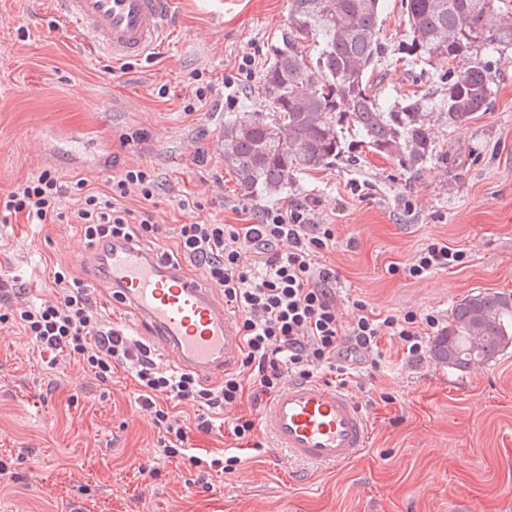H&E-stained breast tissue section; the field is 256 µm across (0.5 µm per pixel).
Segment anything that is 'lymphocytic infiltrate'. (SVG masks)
I'll return each instance as SVG.
<instances>
[{
  "mask_svg": "<svg viewBox=\"0 0 512 512\" xmlns=\"http://www.w3.org/2000/svg\"><path fill=\"white\" fill-rule=\"evenodd\" d=\"M159 187L157 173L146 165L124 168L103 192L87 178L65 180L45 169L0 200V215L28 224L65 217L79 226L90 245L111 237L149 240L159 234L149 208ZM132 195L144 201L142 210L125 207ZM172 237L175 260L199 270L219 288L238 317L241 360L217 383L164 367L146 342L105 322L88 289L64 267L53 273L49 299L35 304L17 300L0 312V324L16 325L34 352L48 355L49 365L63 356L72 358L102 384L111 381L116 368L130 371L141 408L158 429V448L168 458H185L197 467H235L240 462L236 455L192 454L191 432L209 434L225 427L235 441L260 449L254 419L236 412L244 395L258 405L288 381H321L329 374L338 386L347 387L363 369L379 366L382 338L395 340L405 354L417 358L439 324L436 316L412 310L383 317L359 300L356 315L343 321L331 294L336 272L321 261L335 242L336 227L315 222L304 206L265 210L252 224H178ZM467 258L464 250L433 240L403 272L421 279L464 265ZM170 400L191 405L195 416L170 410Z\"/></svg>",
  "mask_w": 512,
  "mask_h": 512,
  "instance_id": "1",
  "label": "lymphocytic infiltrate"
}]
</instances>
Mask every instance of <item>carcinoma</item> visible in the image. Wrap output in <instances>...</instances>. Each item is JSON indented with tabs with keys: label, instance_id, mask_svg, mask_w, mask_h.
Returning a JSON list of instances; mask_svg holds the SVG:
<instances>
[{
	"label": "carcinoma",
	"instance_id": "carcinoma-1",
	"mask_svg": "<svg viewBox=\"0 0 512 512\" xmlns=\"http://www.w3.org/2000/svg\"><path fill=\"white\" fill-rule=\"evenodd\" d=\"M499 0H400L407 33L389 43L381 29L383 0H288V22L271 45L261 89L269 112L224 118V166L244 197L274 196L293 176L339 160L357 162L361 145L417 173L448 160L432 138L430 119L452 128L492 108V73L512 49V22ZM448 69L415 81L440 85L391 99L372 80L379 55ZM512 295L472 293L455 304L431 343L433 359L466 370L509 349Z\"/></svg>",
	"mask_w": 512,
	"mask_h": 512
}]
</instances>
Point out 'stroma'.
Masks as SVG:
<instances>
[{
  "mask_svg": "<svg viewBox=\"0 0 512 512\" xmlns=\"http://www.w3.org/2000/svg\"><path fill=\"white\" fill-rule=\"evenodd\" d=\"M287 17L288 0H175L174 34L156 55L116 64L84 54L45 0H0V195L44 169L101 189L144 164L162 180L154 216L165 232L309 205L336 227L323 261L346 321L356 299L383 316L413 310L444 325L471 292L512 294V61L493 75L491 111L434 126L448 163L410 175L366 151L358 165L296 175L281 194L241 196L222 159L224 115L269 111L261 78ZM245 55L253 75L228 94L222 78ZM419 70L390 54L376 64L397 96L412 93ZM205 83L206 104L185 112L190 88ZM194 192L208 194L204 209L181 205ZM432 239L464 249L467 263L405 277ZM84 247L74 224L0 222V266L13 276L5 300L49 298L59 266L86 278L74 261ZM380 349L379 369L348 388L372 427L356 462L313 467L267 440L240 450L234 470L202 472L159 458L158 430L124 369L102 385L71 362L50 368L0 324V462L17 475L0 485V512H512V351L455 371L386 338Z\"/></svg>",
  "mask_w": 512,
  "mask_h": 512,
  "instance_id": "stroma-1",
  "label": "stroma"
}]
</instances>
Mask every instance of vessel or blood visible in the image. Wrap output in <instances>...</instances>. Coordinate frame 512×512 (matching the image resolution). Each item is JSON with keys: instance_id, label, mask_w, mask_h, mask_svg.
<instances>
[{"instance_id": "b4317fda", "label": "vessel or blood", "mask_w": 512, "mask_h": 512, "mask_svg": "<svg viewBox=\"0 0 512 512\" xmlns=\"http://www.w3.org/2000/svg\"><path fill=\"white\" fill-rule=\"evenodd\" d=\"M54 2L85 50L116 61L150 57L173 32L172 0ZM80 260L113 301L133 313L147 342L172 355L179 369L219 378L238 362V326L203 276L123 238L87 248ZM260 424L275 447L317 466L350 464L371 436L361 405L342 388L319 381L289 382L264 407Z\"/></svg>"}]
</instances>
